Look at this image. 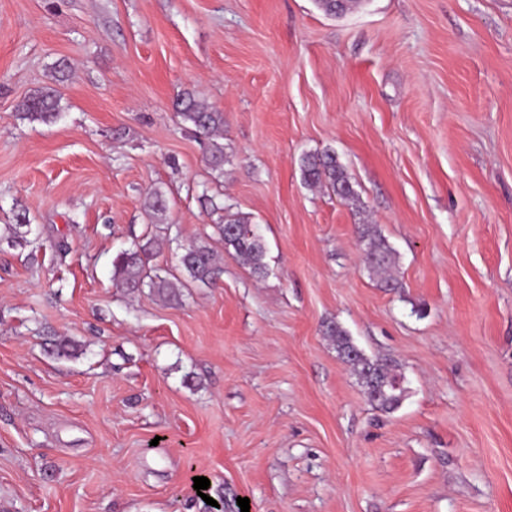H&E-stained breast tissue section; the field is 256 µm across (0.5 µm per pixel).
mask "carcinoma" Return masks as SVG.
<instances>
[{
	"instance_id": "obj_1",
	"label": "carcinoma",
	"mask_w": 512,
	"mask_h": 512,
	"mask_svg": "<svg viewBox=\"0 0 512 512\" xmlns=\"http://www.w3.org/2000/svg\"><path fill=\"white\" fill-rule=\"evenodd\" d=\"M316 3L326 15L339 17L356 4V0H316ZM66 69L67 64L58 65L59 76L55 77L54 85L37 90L25 100L21 118L45 123L58 118L60 93L56 85L63 81ZM175 107L181 120L206 141V164L215 171L222 170L224 143L219 141V133L224 127V113L212 109L189 92L176 100ZM300 170L303 181L311 186L325 184L344 200L355 196L352 183L331 151L304 155ZM143 207L153 221L160 223L168 209V201L161 190L154 189L146 195ZM215 228L224 243V249L241 265L258 277L266 273V245L252 228L248 216L227 210L222 222L215 225ZM358 232L365 243V262L368 268L384 277L385 287H395L392 279L386 276L395 263L393 249L368 224L359 225ZM158 252V243L153 238L119 252L113 260L114 279L131 290L146 285L156 289L158 294L170 297L176 294V289L190 284L208 287L221 272V256L205 242H196L184 248L179 257L180 278L165 274L163 269L150 265ZM329 335L334 337L339 355L357 374L368 400L384 411L397 409L407 395L402 374L387 363L366 357L340 326L330 328Z\"/></svg>"
}]
</instances>
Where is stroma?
Returning a JSON list of instances; mask_svg holds the SVG:
<instances>
[{"instance_id":"stroma-1","label":"stroma","mask_w":512,"mask_h":512,"mask_svg":"<svg viewBox=\"0 0 512 512\" xmlns=\"http://www.w3.org/2000/svg\"><path fill=\"white\" fill-rule=\"evenodd\" d=\"M62 62L59 119H21ZM186 91L224 114L222 171L177 116ZM325 150L356 201L303 184ZM226 207L264 239V278L225 254L171 299L114 280L149 237L173 271L193 242L223 252ZM337 325L404 375L398 409L367 400ZM53 336L79 355L49 356ZM244 497L512 512V0H0V512ZM143 207L145 213L155 221V223H161L168 209V201L161 190L154 189L146 195ZM360 239L365 243V262L377 275H385L395 263V253L386 239L368 224L358 227Z\"/></svg>"}]
</instances>
